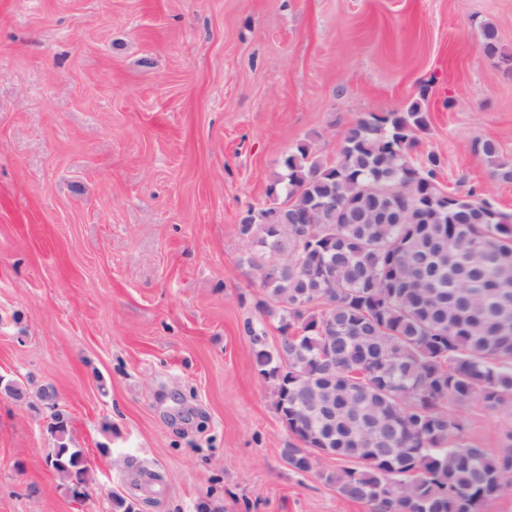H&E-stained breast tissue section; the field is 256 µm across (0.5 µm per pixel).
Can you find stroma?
I'll use <instances>...</instances> for the list:
<instances>
[{
    "mask_svg": "<svg viewBox=\"0 0 512 512\" xmlns=\"http://www.w3.org/2000/svg\"><path fill=\"white\" fill-rule=\"evenodd\" d=\"M512 0H0V512H370L281 451L254 368L263 293L238 213L298 142L331 159L367 112L420 103L414 157L512 212ZM45 385L82 449L46 464ZM498 452L512 415L457 407ZM474 147L485 156L497 181L512 183V160L501 154L496 141L489 138L476 140ZM68 426V415L62 410L54 411L47 431L54 438L55 447L51 448L47 457L52 459V468L68 482L69 489L74 494L77 486L86 485L88 470L84 465L82 451L78 448H70L66 443Z\"/></svg>",
    "mask_w": 512,
    "mask_h": 512,
    "instance_id": "1",
    "label": "stroma"
}]
</instances>
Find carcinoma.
I'll list each match as a JSON object with an SVG mask.
<instances>
[{
    "instance_id": "1",
    "label": "carcinoma",
    "mask_w": 512,
    "mask_h": 512,
    "mask_svg": "<svg viewBox=\"0 0 512 512\" xmlns=\"http://www.w3.org/2000/svg\"><path fill=\"white\" fill-rule=\"evenodd\" d=\"M480 51L501 57L491 26ZM427 128L414 102L362 115L330 161L305 141L284 156L269 201L237 222L254 244L241 263L259 271L257 308L277 323L280 347L263 324L245 329L257 373L274 386L292 468L350 462L323 478L371 512H486L512 491V434L490 454L453 407L478 400L512 413V213L490 224L473 192L448 200L438 155H411ZM474 147L512 183L496 141ZM332 197L336 206L321 205ZM392 210L403 223L378 221ZM273 253L288 267H271ZM68 426L54 411L48 458L73 491L88 470Z\"/></svg>"
}]
</instances>
